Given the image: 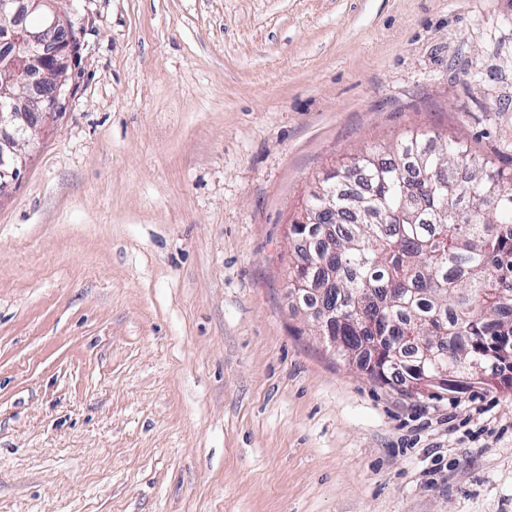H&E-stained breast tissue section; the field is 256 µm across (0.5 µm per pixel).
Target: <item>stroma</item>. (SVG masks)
Instances as JSON below:
<instances>
[{
  "label": "stroma",
  "instance_id": "35a3bbf8",
  "mask_svg": "<svg viewBox=\"0 0 512 512\" xmlns=\"http://www.w3.org/2000/svg\"><path fill=\"white\" fill-rule=\"evenodd\" d=\"M0 196V512H512V391L408 398L288 296L317 176L423 129L512 167V0H55Z\"/></svg>",
  "mask_w": 512,
  "mask_h": 512
}]
</instances>
